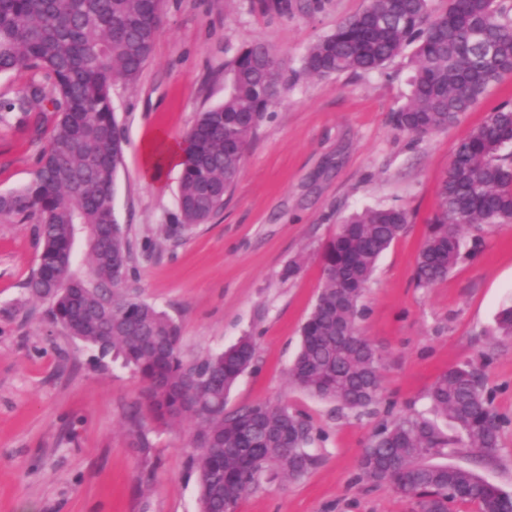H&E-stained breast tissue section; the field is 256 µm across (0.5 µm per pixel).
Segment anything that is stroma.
Listing matches in <instances>:
<instances>
[{
  "label": "stroma",
  "instance_id": "stroma-1",
  "mask_svg": "<svg viewBox=\"0 0 512 512\" xmlns=\"http://www.w3.org/2000/svg\"><path fill=\"white\" fill-rule=\"evenodd\" d=\"M271 2L162 0L150 60L135 84L112 87L128 137L116 215L132 243V293L177 321L185 354L255 336L257 363L228 408L278 402L314 426L317 465L298 480L261 483L237 512H412L388 486L361 480L358 460L380 415L428 410L436 378L466 363L501 418L499 446L437 462L510 492L512 338L496 317L512 305V224L484 227L475 254L432 287L416 286L414 267L457 144L512 101V76L448 130L414 136L392 123L406 101L410 56L381 73L321 79L300 70L309 45L366 0H288L284 13ZM254 40L287 62L288 90L258 129L223 210L169 235L180 179L168 176L161 188L147 181L142 147L159 132L184 138L198 112L222 102L226 62ZM43 145L16 113L0 112V193L33 179ZM380 206L403 208L412 222L361 301V332L381 355L382 401L377 415L358 417L292 386L288 368L324 282L323 245L345 217ZM40 252L30 222L0 219V512H198L191 423L150 427L149 458L131 448L126 417L143 383L120 365L93 366L83 344L44 319L25 289ZM293 260L298 275L284 277Z\"/></svg>",
  "mask_w": 512,
  "mask_h": 512
}]
</instances>
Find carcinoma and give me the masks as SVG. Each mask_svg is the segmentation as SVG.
<instances>
[{
  "label": "carcinoma",
  "instance_id": "1",
  "mask_svg": "<svg viewBox=\"0 0 512 512\" xmlns=\"http://www.w3.org/2000/svg\"><path fill=\"white\" fill-rule=\"evenodd\" d=\"M161 25L159 0H0V73L39 71L0 102L19 112L36 135L48 134L30 183L0 193V218L35 221L43 243L28 280L50 325L86 345L92 362L120 358L145 383L127 419L133 447L150 442L140 411L159 423L188 420L190 467L199 472L200 512H236L261 482L297 480L315 466L313 426L304 415L268 401L227 409L239 377L253 367L258 345L244 336L218 351L185 357L180 326L130 291L134 276L127 229L115 209L125 135L111 89L134 84ZM412 50L414 75L406 103L393 114L402 131L446 130L491 86L512 76V0H367L358 14L312 43L301 72L316 77L381 72ZM286 62L254 42L225 64L224 102L197 113L185 136L192 152L181 175L176 235L206 223L238 182L252 136L288 90ZM512 103L503 102L462 140L438 191V210L418 249L415 278L431 287L461 259L462 237L487 224H512ZM411 223L397 207L369 208L339 225L321 251L325 281L301 328L289 381L312 396L358 414L380 403L379 354L363 336L360 299L382 253ZM432 409L457 435L420 412L382 422L359 462L361 476L388 483L416 512H448L470 502L477 512H508L512 493L469 469L436 465L435 455L464 446L498 447L499 418L471 366L451 367L433 383Z\"/></svg>",
  "mask_w": 512,
  "mask_h": 512
}]
</instances>
